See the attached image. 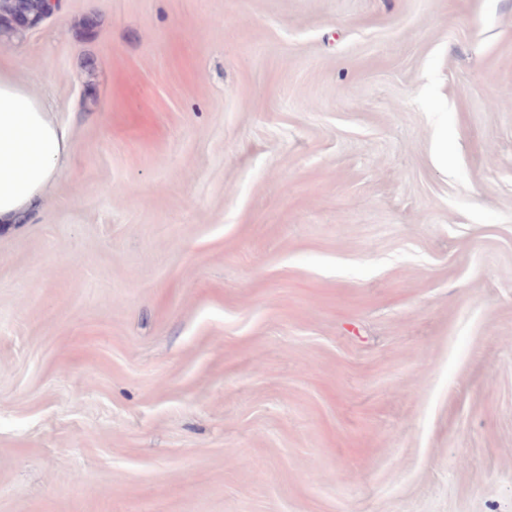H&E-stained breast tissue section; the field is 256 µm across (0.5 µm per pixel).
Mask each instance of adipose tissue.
<instances>
[{"instance_id":"obj_1","label":"adipose tissue","mask_w":512,"mask_h":512,"mask_svg":"<svg viewBox=\"0 0 512 512\" xmlns=\"http://www.w3.org/2000/svg\"><path fill=\"white\" fill-rule=\"evenodd\" d=\"M72 132L32 94L12 67L0 65V224L37 208L66 169Z\"/></svg>"}]
</instances>
